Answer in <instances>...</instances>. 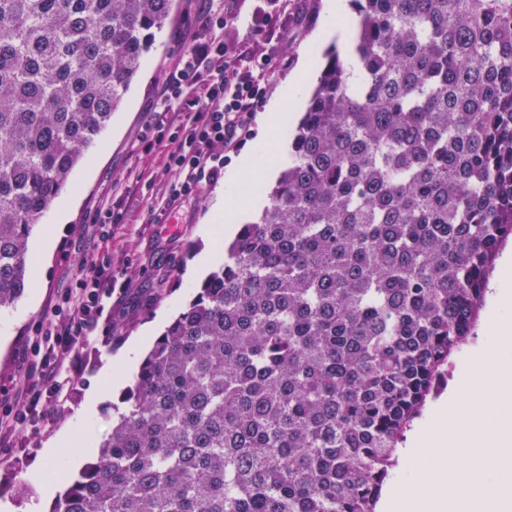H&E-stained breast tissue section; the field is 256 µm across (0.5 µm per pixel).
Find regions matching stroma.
Wrapping results in <instances>:
<instances>
[{"instance_id": "obj_1", "label": "stroma", "mask_w": 512, "mask_h": 512, "mask_svg": "<svg viewBox=\"0 0 512 512\" xmlns=\"http://www.w3.org/2000/svg\"><path fill=\"white\" fill-rule=\"evenodd\" d=\"M324 0H304L311 21L288 33V64L275 76L274 90H281L296 72L303 51L311 45L323 20ZM188 0H176L172 20L156 32L154 44L140 77L132 84L125 102L112 116L108 128L90 148L91 159L72 174L71 183L79 193L78 203L44 269H31L27 288L15 306L0 311V394L10 400L23 398L19 380L21 353L35 324L50 319L58 299L75 287L81 272L78 262L92 252L109 250L115 271L130 280L126 292L112 301V327L92 337L75 358L79 383L60 406V411L44 422L39 431L20 430L8 447H0V504H12L14 512H29L31 504L43 506L42 482L32 475L43 459L47 443L67 432L71 453L78 461L70 465L77 473L86 461L89 441L101 439L112 422V407L118 404L121 387L104 392L106 367L128 348L138 343L144 330L158 318L172 320L195 293L186 276L201 267L210 272L212 254L220 250L218 240L206 230L214 225L212 206L224 182L204 186L199 195L180 206L166 207L162 188L168 180L164 170V150L142 154L138 145L146 123L160 99L167 69L189 45L193 27L185 19ZM139 184L140 193L126 223L113 227L103 238L91 213L99 201L120 194L126 186ZM484 328H476L470 344L449 364L438 382L435 399L447 397L449 390L470 369L473 359L490 343ZM102 390L93 413L85 407L95 390Z\"/></svg>"}]
</instances>
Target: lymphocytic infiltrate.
Masks as SVG:
<instances>
[{"label":"lymphocytic infiltrate","instance_id":"f902f5d3","mask_svg":"<svg viewBox=\"0 0 512 512\" xmlns=\"http://www.w3.org/2000/svg\"><path fill=\"white\" fill-rule=\"evenodd\" d=\"M236 0H209L194 15L195 37L165 77V90L140 140L142 153L169 148L166 170L173 178L165 191L168 206L196 196L216 182L251 134V122L285 63L288 30L297 20L291 0H262L244 34L227 40L236 28ZM81 276L46 325L37 327L32 357L23 373L25 398L0 406V429L14 433L36 428L54 416L68 396L77 354L112 319V296L128 279L112 268L108 252L81 258Z\"/></svg>","mask_w":512,"mask_h":512}]
</instances>
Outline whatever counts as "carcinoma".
Instances as JSON below:
<instances>
[{
  "label": "carcinoma",
  "mask_w": 512,
  "mask_h": 512,
  "mask_svg": "<svg viewBox=\"0 0 512 512\" xmlns=\"http://www.w3.org/2000/svg\"><path fill=\"white\" fill-rule=\"evenodd\" d=\"M268 204L49 512H376L512 240V0H356ZM174 0H0V310Z\"/></svg>",
  "instance_id": "1"
}]
</instances>
